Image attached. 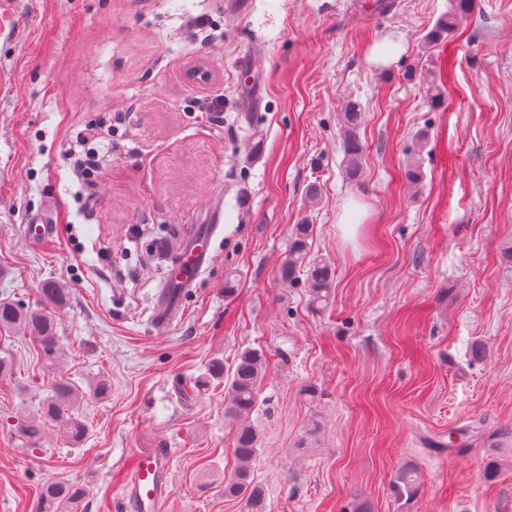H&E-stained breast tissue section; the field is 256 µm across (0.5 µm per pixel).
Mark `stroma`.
<instances>
[{"label":"stroma","instance_id":"35a3bbf8","mask_svg":"<svg viewBox=\"0 0 512 512\" xmlns=\"http://www.w3.org/2000/svg\"><path fill=\"white\" fill-rule=\"evenodd\" d=\"M454 5L0 0V298L35 309L46 282L69 293L59 364L0 334V512H35L52 481L89 486L79 512H126L141 448L171 452L160 512H245L224 495L233 426L206 374L249 346L267 357L251 414L267 512H512V0H475L429 45ZM386 39L400 54L375 62ZM216 94L223 111H206ZM111 113L123 121L95 141L99 174L83 183L76 137ZM350 200L363 227L346 241ZM38 218L50 239L28 238ZM302 223L335 271L320 306L277 279ZM207 231L209 265L158 328L172 242ZM61 378L88 393L85 438H27ZM406 465L408 501L392 488ZM359 104L351 102L347 105L344 125V138L346 141V153L348 162V172L355 175L360 166L362 149L356 136V130L362 120V112H359ZM418 471L414 467H405L398 472L393 482L394 491L399 499H411L417 492Z\"/></svg>","mask_w":512,"mask_h":512}]
</instances>
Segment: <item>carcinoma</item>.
I'll use <instances>...</instances> for the list:
<instances>
[{"label": "carcinoma", "mask_w": 512, "mask_h": 512, "mask_svg": "<svg viewBox=\"0 0 512 512\" xmlns=\"http://www.w3.org/2000/svg\"><path fill=\"white\" fill-rule=\"evenodd\" d=\"M474 7V0H456L454 12L440 20L428 36V41L435 43L441 36L454 27L455 20ZM344 125V138L348 172L357 173L362 149L356 136V130L362 120L359 104L347 105ZM313 225L296 224L292 228L288 252L277 271L279 281L286 285L303 283L308 288L311 301L321 304L328 300L333 288L334 272L330 263L314 257L309 251ZM42 292L49 301V306L30 309L17 303L0 300V331L20 332L33 338L45 356L57 362L62 359L63 351L56 331V313L67 304L64 289L53 282H48ZM266 371V357L261 349L252 347L241 350L230 373H224V363L214 360L209 366V374L216 379L228 381V398L224 416L235 425L233 454L237 466L233 475L224 482V495L231 498L245 499L249 512H266L264 490L254 483L251 465L258 453V433L251 424L249 416L254 410L261 381ZM82 393L67 380L56 382L50 397L42 407L43 420L32 421L25 426L24 434L33 440L38 439L45 423L58 427L60 434L71 443L82 441L87 426L75 413ZM418 471L414 467H405L398 472L393 488L398 498L410 499L417 492ZM89 495V488L84 484L57 482L40 486L37 493V512H77L82 502Z\"/></svg>", "instance_id": "cac0c4a2"}]
</instances>
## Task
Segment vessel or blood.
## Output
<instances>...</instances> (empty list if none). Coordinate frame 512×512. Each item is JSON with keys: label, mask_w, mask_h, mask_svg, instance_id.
<instances>
[{"label": "vessel or blood", "mask_w": 512, "mask_h": 512, "mask_svg": "<svg viewBox=\"0 0 512 512\" xmlns=\"http://www.w3.org/2000/svg\"><path fill=\"white\" fill-rule=\"evenodd\" d=\"M210 253L207 247L191 243L183 248L181 258L170 282L180 288L192 287L195 279L208 265ZM171 454L161 448H143L136 455L129 473L125 492L134 512H154L165 494Z\"/></svg>", "instance_id": "obj_1"}]
</instances>
